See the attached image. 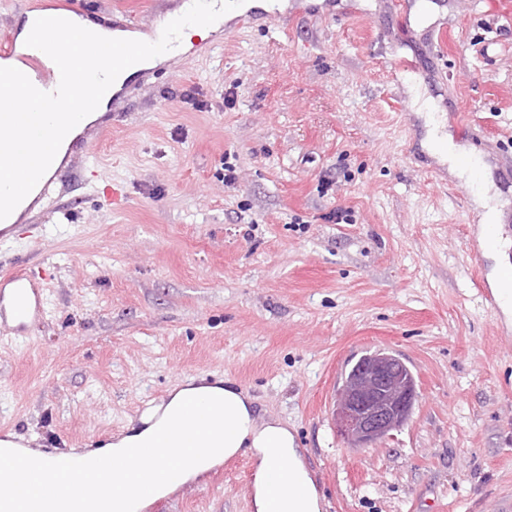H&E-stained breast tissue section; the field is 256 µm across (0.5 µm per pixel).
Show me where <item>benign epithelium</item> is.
Segmentation results:
<instances>
[{"label": "benign epithelium", "mask_w": 512, "mask_h": 512, "mask_svg": "<svg viewBox=\"0 0 512 512\" xmlns=\"http://www.w3.org/2000/svg\"><path fill=\"white\" fill-rule=\"evenodd\" d=\"M417 398L415 378L401 359L383 351L365 355L336 389L337 433L353 448L371 447L403 427Z\"/></svg>", "instance_id": "obj_1"}]
</instances>
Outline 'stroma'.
Returning a JSON list of instances; mask_svg holds the SVG:
<instances>
[{"mask_svg":"<svg viewBox=\"0 0 512 512\" xmlns=\"http://www.w3.org/2000/svg\"><path fill=\"white\" fill-rule=\"evenodd\" d=\"M94 24L151 31L181 0H71ZM424 22L382 0H288L282 27L225 26L221 45L142 71L82 134L57 189L0 241L43 311L0 330V428L81 450L140 423L145 401L229 379L254 417L288 424L321 512H512V316L482 301L478 221L462 180L388 65L413 60L452 141L512 187V0H429ZM447 27L432 47L431 30ZM237 169L224 184V165ZM120 187L111 206L105 187ZM350 215L346 224L330 212ZM385 349L419 397L372 448L337 434L349 361ZM255 461L225 462L149 512H253Z\"/></svg>","mask_w":512,"mask_h":512,"instance_id":"stroma-1","label":"stroma"}]
</instances>
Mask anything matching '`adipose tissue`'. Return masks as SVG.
<instances>
[{
    "label": "adipose tissue",
    "mask_w": 512,
    "mask_h": 512,
    "mask_svg": "<svg viewBox=\"0 0 512 512\" xmlns=\"http://www.w3.org/2000/svg\"><path fill=\"white\" fill-rule=\"evenodd\" d=\"M39 21L57 23L64 31H84L88 28L87 20L75 13L53 8L30 13L17 37L22 51H32L30 34L35 23ZM162 60V55L150 52L143 56L139 67L117 72L105 71L104 83L107 90L98 95L95 108L64 117L63 136L46 143L45 148L50 154L52 167L61 165L71 141L81 135L106 110L112 97L128 79L136 75L138 68L153 67ZM421 109L425 113L426 144L429 149L439 155L442 161L448 162L451 170L458 176L471 175L474 166L469 160L468 152L461 146L446 141L440 124L434 119L435 104L431 100H423ZM211 401L219 403L223 425L209 432L206 447L183 449L182 481L202 478L227 459L247 453L256 462L253 481L255 512H320L317 488L287 425L277 419L256 423L253 417V400L246 391L229 381L220 383L204 380L191 381L172 388L162 405L161 420H154L150 416L142 418L139 426L129 428L124 435L116 437L112 444L111 460H99L95 468L83 473V480L98 484L111 483L113 493L102 492L92 497L75 499L64 492L46 502L47 512H121L122 504L116 493L117 488L124 486L134 476L143 483H150L156 472V466L152 463L145 464L134 473L121 467L119 461L125 451L130 448L150 447L162 420H195ZM282 459L287 460L290 465L295 488L283 494L280 507L275 510L271 507L269 474L271 468Z\"/></svg>",
    "instance_id": "ef3b65f1"
}]
</instances>
